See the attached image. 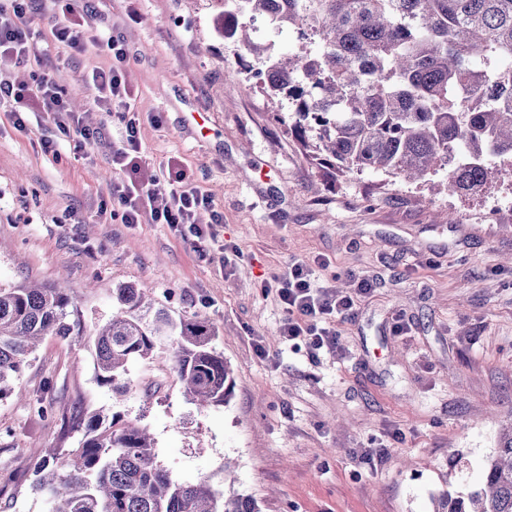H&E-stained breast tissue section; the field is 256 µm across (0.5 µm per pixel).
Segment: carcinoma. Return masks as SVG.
Returning <instances> with one entry per match:
<instances>
[{
  "label": "carcinoma",
  "instance_id": "1",
  "mask_svg": "<svg viewBox=\"0 0 512 512\" xmlns=\"http://www.w3.org/2000/svg\"><path fill=\"white\" fill-rule=\"evenodd\" d=\"M214 29L236 55L261 68L249 88L271 106L309 164L330 180L366 170L431 183L470 197L512 173V0H215ZM265 26L293 31L286 54L256 38ZM287 99L289 116L278 107ZM61 281L0 288V400L20 396L22 370L46 336L80 334L74 298ZM116 311L97 325V374L116 393L132 388L130 366L175 339L184 393L201 408L228 403L230 365L206 318L173 320L145 289L121 285ZM51 512H260L251 498L201 481L180 482L160 465L148 430L99 414L61 461L34 464ZM437 512H512V423L487 461L483 487L448 497Z\"/></svg>",
  "mask_w": 512,
  "mask_h": 512
}]
</instances>
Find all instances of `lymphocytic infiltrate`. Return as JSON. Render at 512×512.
<instances>
[{
    "label": "lymphocytic infiltrate",
    "instance_id": "obj_1",
    "mask_svg": "<svg viewBox=\"0 0 512 512\" xmlns=\"http://www.w3.org/2000/svg\"><path fill=\"white\" fill-rule=\"evenodd\" d=\"M33 0H9L8 6L0 5V53H8L19 62L31 60L30 41L32 32L24 18ZM106 47L112 52L113 65L109 69L96 68L91 79L113 100H125L129 92L120 74V65L126 59V50L120 40L107 38ZM14 102L12 111L16 126H23L24 112L40 108L52 114L62 131H69L71 113L61 90L49 78H41L32 84H16L0 79V101ZM125 140L112 150V163L122 172L121 181L113 183L111 195L122 210L126 224H166L175 231H189L195 237L205 234L197 224L198 210L209 207V197L201 195L185 183L183 170L169 172L167 179L140 175L137 154L140 149L139 130L135 121H127ZM167 194L169 200L163 208L153 207L159 194ZM279 296L288 313L280 327L285 341L306 336L315 348L334 346L337 323L347 318L354 306L355 296L370 292L372 283L366 278H355L350 294H328L317 286L308 264L297 261L277 278Z\"/></svg>",
    "mask_w": 512,
    "mask_h": 512
}]
</instances>
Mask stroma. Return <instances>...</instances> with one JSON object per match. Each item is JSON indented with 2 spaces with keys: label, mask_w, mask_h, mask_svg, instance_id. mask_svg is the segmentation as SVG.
Here are the masks:
<instances>
[{
  "label": "stroma",
  "mask_w": 512,
  "mask_h": 512,
  "mask_svg": "<svg viewBox=\"0 0 512 512\" xmlns=\"http://www.w3.org/2000/svg\"><path fill=\"white\" fill-rule=\"evenodd\" d=\"M73 5L91 16L81 48L53 41L54 2L36 0L27 22L41 64L0 56V77L47 73L81 125L102 132L78 151L46 113H27L21 130L0 104V285L66 277L82 328L46 337L19 380L25 397L0 400V512H50L34 464L79 447L95 412L140 420L179 480L252 497L261 512H435L479 488L512 423V209L488 211L512 197V176L469 199L371 172L329 185L266 99L239 87L254 60L216 34L211 0ZM102 33L127 50L143 170L163 177L180 163L213 199L199 212L203 242L109 215L125 125L86 78L112 64ZM45 139L56 154L43 153ZM448 210L457 223L437 221ZM302 260L322 286L373 282L338 323V351L279 335L274 277ZM122 284L147 287L173 317L209 316L233 372L228 404L198 409L152 360L132 365L131 395L113 401L93 332ZM400 314L409 335L393 333ZM39 399L51 408L43 418Z\"/></svg>",
  "instance_id": "stroma-1"
}]
</instances>
